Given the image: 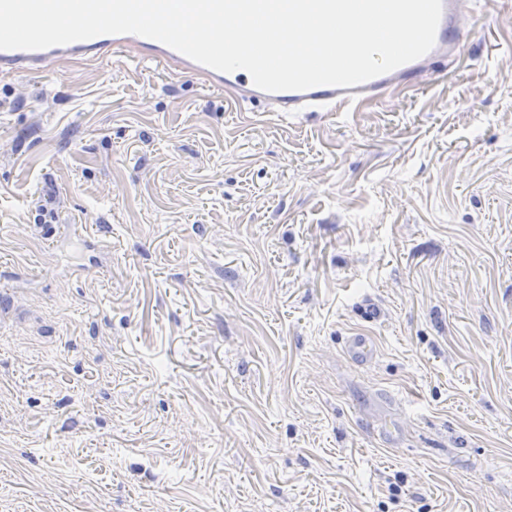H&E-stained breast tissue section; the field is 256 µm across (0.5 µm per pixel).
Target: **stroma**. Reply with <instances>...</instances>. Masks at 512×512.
<instances>
[{
    "label": "stroma",
    "instance_id": "35a3bbf8",
    "mask_svg": "<svg viewBox=\"0 0 512 512\" xmlns=\"http://www.w3.org/2000/svg\"><path fill=\"white\" fill-rule=\"evenodd\" d=\"M460 49L349 112L0 74V512H512V0ZM345 351L349 359L357 364H365L373 359L375 346L368 336H349Z\"/></svg>",
    "mask_w": 512,
    "mask_h": 512
}]
</instances>
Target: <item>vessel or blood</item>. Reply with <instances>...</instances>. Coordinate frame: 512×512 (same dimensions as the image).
Instances as JSON below:
<instances>
[{
    "label": "vessel or blood",
    "mask_w": 512,
    "mask_h": 512,
    "mask_svg": "<svg viewBox=\"0 0 512 512\" xmlns=\"http://www.w3.org/2000/svg\"><path fill=\"white\" fill-rule=\"evenodd\" d=\"M464 0H442V13L437 26L433 48L424 56L405 63L394 70L374 77L365 83L348 86H317L306 91H281L268 93L255 87L245 73H222L200 65L168 46L144 37L126 35H100L88 40L40 50H0V71H42L49 63L71 59H85L105 47L113 52L139 57L150 51L153 60L166 69L195 76L204 86L222 90L229 104L237 106L244 101H264L278 112H302L318 109L335 112L358 107L396 90L419 85L428 65L459 59L458 18ZM345 351L349 359L357 364L370 361L375 346L370 337L354 335L348 338Z\"/></svg>",
    "instance_id": "b4317fda"
}]
</instances>
